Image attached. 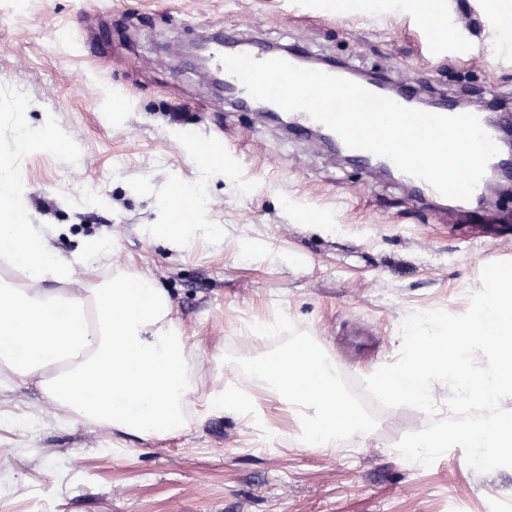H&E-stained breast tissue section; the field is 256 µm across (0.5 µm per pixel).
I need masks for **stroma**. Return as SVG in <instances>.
I'll return each instance as SVG.
<instances>
[{"instance_id": "35a3bbf8", "label": "stroma", "mask_w": 512, "mask_h": 512, "mask_svg": "<svg viewBox=\"0 0 512 512\" xmlns=\"http://www.w3.org/2000/svg\"><path fill=\"white\" fill-rule=\"evenodd\" d=\"M457 52L426 54L414 14H337L327 0H0V149L22 171L28 220L63 257L94 238L171 295L196 345L199 394L227 356L315 337L360 389L394 362L409 313L469 307L488 262L512 261L498 236L512 193L469 216L418 198L398 178L341 161L316 136L225 103L194 56L223 30L348 63L423 97L471 96L512 113V54L482 0H447ZM48 131L55 150L31 146ZM234 165L223 163L225 149ZM208 153L217 166L201 169ZM203 187L189 219L219 232L185 249L152 227L163 195ZM375 447L304 449L216 414L147 442L104 426L56 424L35 385L0 388V512H512V468L474 470L463 449L433 464L395 450L425 415L377 409Z\"/></svg>"}]
</instances>
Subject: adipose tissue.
Here are the masks:
<instances>
[{
	"label": "adipose tissue",
	"mask_w": 512,
	"mask_h": 512,
	"mask_svg": "<svg viewBox=\"0 0 512 512\" xmlns=\"http://www.w3.org/2000/svg\"><path fill=\"white\" fill-rule=\"evenodd\" d=\"M25 188L1 160V382L36 383L59 423L105 424L142 440L178 436L218 412L276 435L289 431L304 448L372 447L374 423L309 340L222 360L220 386L199 398L195 346L168 291L126 268L100 273L101 239L57 258L42 225L12 219Z\"/></svg>",
	"instance_id": "1"
}]
</instances>
